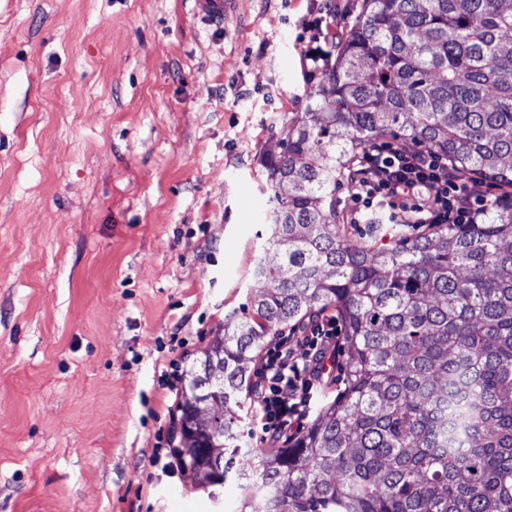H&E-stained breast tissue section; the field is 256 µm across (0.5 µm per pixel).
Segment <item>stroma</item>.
Returning <instances> with one entry per match:
<instances>
[{"label": "stroma", "instance_id": "1", "mask_svg": "<svg viewBox=\"0 0 512 512\" xmlns=\"http://www.w3.org/2000/svg\"><path fill=\"white\" fill-rule=\"evenodd\" d=\"M322 0H0V512H215L154 457L250 305ZM237 0H195V11L212 22L224 23L236 11Z\"/></svg>", "mask_w": 512, "mask_h": 512}]
</instances>
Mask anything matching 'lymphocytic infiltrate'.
<instances>
[{
	"instance_id": "obj_1",
	"label": "lymphocytic infiltrate",
	"mask_w": 512,
	"mask_h": 512,
	"mask_svg": "<svg viewBox=\"0 0 512 512\" xmlns=\"http://www.w3.org/2000/svg\"><path fill=\"white\" fill-rule=\"evenodd\" d=\"M494 203L510 206L512 194L490 197L479 180L449 167L433 151L379 141L354 157L343 212L350 224L372 220L418 230L477 223ZM340 332L336 314L323 311L267 353L252 386L256 428L286 442L304 430L314 391L330 380Z\"/></svg>"
}]
</instances>
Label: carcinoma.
I'll use <instances>...</instances> for the list:
<instances>
[{
	"label": "carcinoma",
	"mask_w": 512,
	"mask_h": 512,
	"mask_svg": "<svg viewBox=\"0 0 512 512\" xmlns=\"http://www.w3.org/2000/svg\"><path fill=\"white\" fill-rule=\"evenodd\" d=\"M316 100L263 160L272 224L248 316L191 374L218 369V411L181 452L199 483L236 477L240 512H512V208L353 248L336 187L378 136L425 144L467 174L512 186V0H363ZM334 308L344 386L292 445H242L264 338Z\"/></svg>",
	"instance_id": "cac0c4a2"
}]
</instances>
